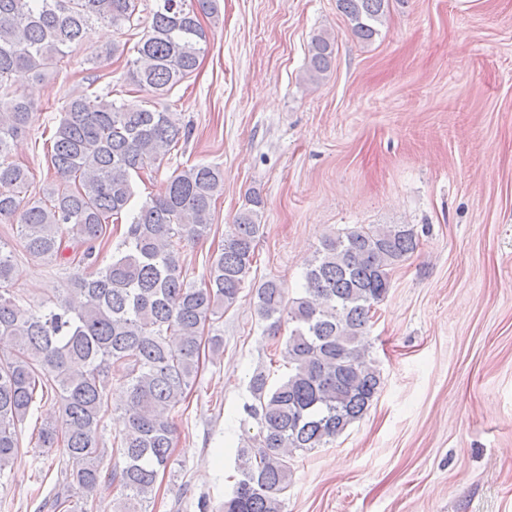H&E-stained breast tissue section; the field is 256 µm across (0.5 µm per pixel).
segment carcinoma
<instances>
[{"label": "carcinoma", "instance_id": "carcinoma-1", "mask_svg": "<svg viewBox=\"0 0 512 512\" xmlns=\"http://www.w3.org/2000/svg\"><path fill=\"white\" fill-rule=\"evenodd\" d=\"M139 2L0 0V223L17 225L28 256L73 266L70 287L51 306L31 304L12 288L14 251L0 242V338L12 341V353L0 356V475L19 457L30 412L47 408L37 439L67 457L42 504L55 512H92L106 483L123 491L120 512H147L172 464L176 419L202 349L223 348L221 337H204L205 327L238 300L263 235L265 203L252 190L201 282L188 280L184 248L210 235L224 171L184 166L163 194L133 206L132 176L162 161L192 129L170 112L119 104L108 93L62 103L47 153L52 183L39 198L27 195L28 170L10 155L35 113L18 83L43 79L99 24L134 40L127 77L154 97L198 68L209 43L202 18L219 17L218 0H155L144 26ZM336 2L352 35L370 43L391 0ZM335 46L327 31L312 38L308 80L330 72ZM121 222L110 262L90 270L108 224ZM419 246L408 224H356L321 238L298 296L273 279L254 288L260 320L292 325L280 349L288 376L272 388L262 369L250 378L244 411L257 431L238 448L239 479L221 512H281L293 454L335 442L367 412L383 384L369 359L371 312L394 269ZM114 386L123 393L125 425L106 441Z\"/></svg>", "mask_w": 512, "mask_h": 512}]
</instances>
